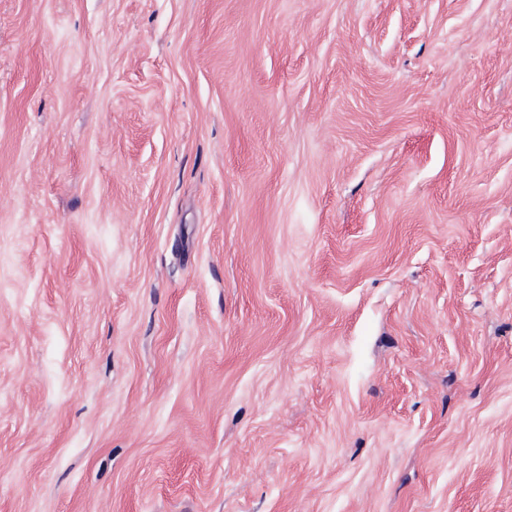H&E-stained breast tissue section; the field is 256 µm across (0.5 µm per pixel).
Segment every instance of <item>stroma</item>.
<instances>
[{"label": "stroma", "mask_w": 512, "mask_h": 512, "mask_svg": "<svg viewBox=\"0 0 512 512\" xmlns=\"http://www.w3.org/2000/svg\"><path fill=\"white\" fill-rule=\"evenodd\" d=\"M0 512H512V0H0Z\"/></svg>", "instance_id": "stroma-1"}]
</instances>
